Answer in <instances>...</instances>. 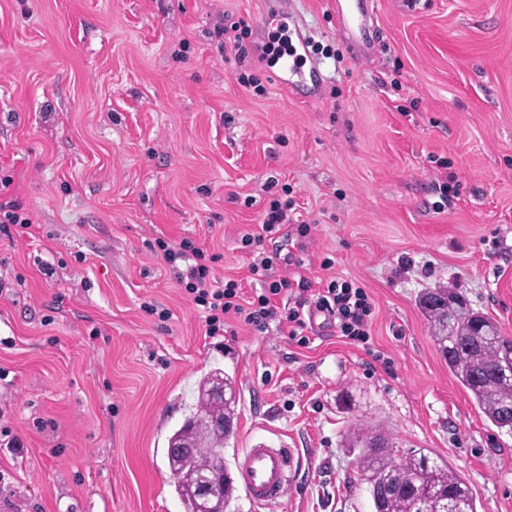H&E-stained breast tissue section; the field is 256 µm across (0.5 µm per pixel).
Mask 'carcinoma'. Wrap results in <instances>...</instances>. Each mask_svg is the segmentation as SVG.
Instances as JSON below:
<instances>
[{
    "mask_svg": "<svg viewBox=\"0 0 512 512\" xmlns=\"http://www.w3.org/2000/svg\"><path fill=\"white\" fill-rule=\"evenodd\" d=\"M431 338L448 371L472 395L486 418L497 428L512 432V338L502 333L496 319L474 310L451 288H426L419 296ZM221 380L236 392L235 380L221 369L204 374L198 381L195 407L183 424L167 439L171 449L191 437V431L211 418L225 414L224 430L212 437L222 445L233 435L237 400L225 408L209 398L213 383ZM361 450L357 469L367 484L374 512H432L434 494L455 495L466 501L467 512H477L469 481L445 461L430 456L424 448L397 458L385 438L357 431ZM175 493L185 512H201L195 483L200 471L211 465L207 448L185 450L178 457L167 452Z\"/></svg>",
    "mask_w": 512,
    "mask_h": 512,
    "instance_id": "carcinoma-1",
    "label": "carcinoma"
}]
</instances>
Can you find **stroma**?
Listing matches in <instances>:
<instances>
[{"mask_svg":"<svg viewBox=\"0 0 512 512\" xmlns=\"http://www.w3.org/2000/svg\"><path fill=\"white\" fill-rule=\"evenodd\" d=\"M291 16L324 77L301 96L263 60ZM374 25L364 56L329 0H0V199L33 222L0 238V512H183L167 437L215 368L241 397L225 462L295 451L275 512H374L359 425L512 512V433L417 306L453 288L512 337V0H375ZM275 200L289 223L242 247ZM160 237L201 244L248 298L254 259L278 278L299 254L366 291L370 338L320 316L305 345L233 316L206 335Z\"/></svg>","mask_w":512,"mask_h":512,"instance_id":"stroma-1","label":"stroma"}]
</instances>
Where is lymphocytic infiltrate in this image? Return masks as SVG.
<instances>
[{
	"label": "lymphocytic infiltrate",
	"instance_id": "obj_1",
	"mask_svg": "<svg viewBox=\"0 0 512 512\" xmlns=\"http://www.w3.org/2000/svg\"><path fill=\"white\" fill-rule=\"evenodd\" d=\"M156 244L177 284L183 287L193 304L203 308L207 335L218 334L225 314L231 312L243 317L247 324L264 326L277 314L275 298L294 286L301 297L285 313L283 323L288 328L289 336L307 342V321L317 316L334 323L342 336L351 341L363 343L370 336L373 304L362 288L353 287L348 281L333 279L317 289L304 276L295 281L285 277L267 280L262 294L249 301L235 280H228L221 286L213 284L210 268L205 262L206 255L192 241L185 240L173 245L160 237Z\"/></svg>",
	"mask_w": 512,
	"mask_h": 512
}]
</instances>
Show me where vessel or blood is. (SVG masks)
Here are the masks:
<instances>
[{
    "mask_svg": "<svg viewBox=\"0 0 512 512\" xmlns=\"http://www.w3.org/2000/svg\"><path fill=\"white\" fill-rule=\"evenodd\" d=\"M336 22L345 31L358 30L362 40H369L373 16L372 0H332ZM316 62L305 41L293 44L290 54L280 62L281 72L304 76L315 69ZM295 454L290 448H277L264 442L242 449L235 459V477L246 498L259 512L281 505L288 493Z\"/></svg>",
    "mask_w": 512,
    "mask_h": 512,
    "instance_id": "obj_1",
    "label": "vessel or blood"
}]
</instances>
